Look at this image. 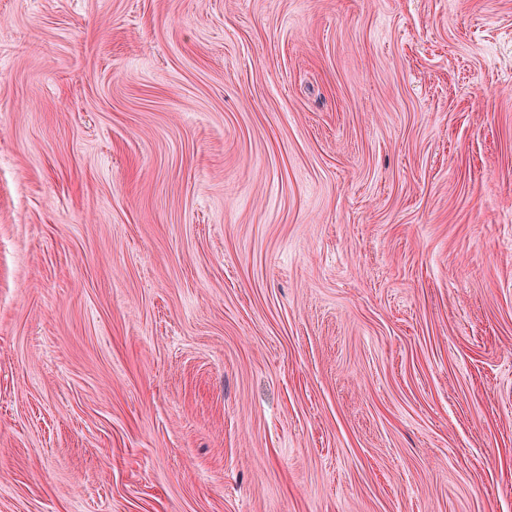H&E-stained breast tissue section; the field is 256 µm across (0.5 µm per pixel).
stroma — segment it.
I'll return each instance as SVG.
<instances>
[{
	"instance_id": "1",
	"label": "stroma",
	"mask_w": 512,
	"mask_h": 512,
	"mask_svg": "<svg viewBox=\"0 0 512 512\" xmlns=\"http://www.w3.org/2000/svg\"><path fill=\"white\" fill-rule=\"evenodd\" d=\"M0 512H512V0H0Z\"/></svg>"
}]
</instances>
